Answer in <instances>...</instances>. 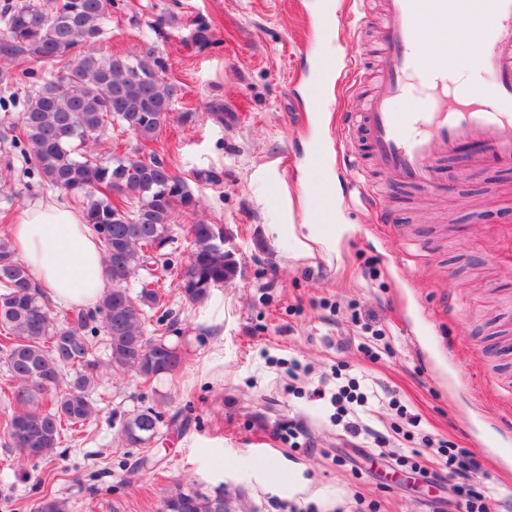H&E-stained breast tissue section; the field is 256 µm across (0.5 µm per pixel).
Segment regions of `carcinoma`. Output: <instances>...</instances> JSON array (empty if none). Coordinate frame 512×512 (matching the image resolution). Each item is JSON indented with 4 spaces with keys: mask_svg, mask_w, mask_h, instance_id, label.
<instances>
[{
    "mask_svg": "<svg viewBox=\"0 0 512 512\" xmlns=\"http://www.w3.org/2000/svg\"><path fill=\"white\" fill-rule=\"evenodd\" d=\"M114 0H22L4 15L0 54L23 55L59 65L62 74L45 80L28 96L12 146L50 188L84 198V216L103 253L110 288L92 310L73 309L55 319L11 240L0 237V358L12 378L13 410L0 422L5 445L23 459L55 456L66 429L82 428L97 414L91 393L104 373H133L149 385L174 373L182 354L167 342L170 327L157 320L145 332L147 312L161 300L155 289L132 293L129 281L148 264L171 266L162 248L171 240L176 210L198 200L186 180L163 161L114 156L101 161L91 146L107 124L119 123L152 139L168 121L174 87L158 72L151 53L134 58L100 54L94 39L112 15ZM194 249L176 276L193 301L242 274L224 229L190 226ZM103 331L107 360L96 356ZM160 416L151 408L133 412L122 441L139 448L135 470L156 467L146 448ZM34 512H69L68 501L45 495ZM160 512H232L224 495L175 485Z\"/></svg>",
    "mask_w": 512,
    "mask_h": 512,
    "instance_id": "1",
    "label": "carcinoma"
}]
</instances>
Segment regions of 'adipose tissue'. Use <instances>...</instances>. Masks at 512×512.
I'll list each match as a JSON object with an SVG mask.
<instances>
[{
  "mask_svg": "<svg viewBox=\"0 0 512 512\" xmlns=\"http://www.w3.org/2000/svg\"><path fill=\"white\" fill-rule=\"evenodd\" d=\"M350 230V225L316 215L296 242L306 254L320 250L332 255ZM8 236L50 302L83 307L98 303L107 288L101 244L82 211L60 197L48 198L25 207L10 224Z\"/></svg>",
  "mask_w": 512,
  "mask_h": 512,
  "instance_id": "adipose-tissue-1",
  "label": "adipose tissue"
}]
</instances>
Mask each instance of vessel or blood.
Here are the masks:
<instances>
[{
	"mask_svg": "<svg viewBox=\"0 0 512 512\" xmlns=\"http://www.w3.org/2000/svg\"><path fill=\"white\" fill-rule=\"evenodd\" d=\"M382 11L375 90L353 89L359 124L339 145L346 174L357 173L361 142L378 173L425 193L453 181L447 160L461 154L474 165L512 168V0H383ZM450 18L462 39L483 47L475 66L484 79L462 92L448 87L455 61L417 50Z\"/></svg>",
	"mask_w": 512,
	"mask_h": 512,
	"instance_id": "vessel-or-blood-1",
	"label": "vessel or blood"
}]
</instances>
